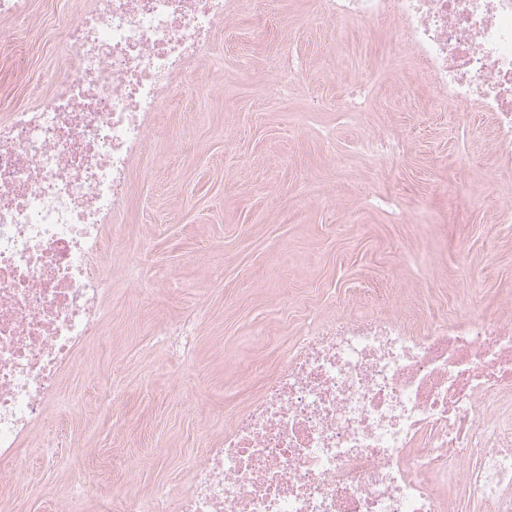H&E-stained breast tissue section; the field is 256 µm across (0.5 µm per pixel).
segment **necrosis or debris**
<instances>
[{
  "instance_id": "necrosis-or-debris-1",
  "label": "necrosis or debris",
  "mask_w": 512,
  "mask_h": 512,
  "mask_svg": "<svg viewBox=\"0 0 512 512\" xmlns=\"http://www.w3.org/2000/svg\"><path fill=\"white\" fill-rule=\"evenodd\" d=\"M392 22L437 98L495 116L512 157V0H317ZM249 0H92L42 104L0 121V474L31 444L101 328L98 264L153 118ZM414 329L343 314L302 336L175 495L126 512H512V318Z\"/></svg>"
}]
</instances>
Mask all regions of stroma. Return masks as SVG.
I'll return each instance as SVG.
<instances>
[{
    "instance_id": "obj_1",
    "label": "stroma",
    "mask_w": 512,
    "mask_h": 512,
    "mask_svg": "<svg viewBox=\"0 0 512 512\" xmlns=\"http://www.w3.org/2000/svg\"><path fill=\"white\" fill-rule=\"evenodd\" d=\"M90 0L0 20V119L52 90ZM298 71L269 96L266 76ZM491 113L438 100L386 28L280 0L219 28L158 113L101 267L102 332L62 380L40 448L0 475L14 512H120L177 493L301 336L338 314L422 326L512 298V161ZM190 318L188 351L164 330ZM135 479L124 483L127 471Z\"/></svg>"
}]
</instances>
